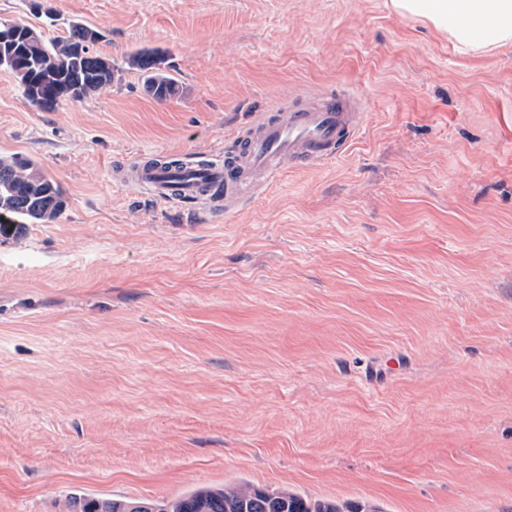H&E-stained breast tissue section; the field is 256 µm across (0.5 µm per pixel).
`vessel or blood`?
Returning <instances> with one entry per match:
<instances>
[{
	"instance_id": "obj_1",
	"label": "vessel or blood",
	"mask_w": 512,
	"mask_h": 512,
	"mask_svg": "<svg viewBox=\"0 0 512 512\" xmlns=\"http://www.w3.org/2000/svg\"><path fill=\"white\" fill-rule=\"evenodd\" d=\"M366 117L358 97L324 96L311 104L267 113L223 164L146 154L133 166L117 168L116 176L162 202L179 205L206 200L212 212L229 214L268 188L288 165L313 164L336 154Z\"/></svg>"
}]
</instances>
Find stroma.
<instances>
[{"mask_svg":"<svg viewBox=\"0 0 512 512\" xmlns=\"http://www.w3.org/2000/svg\"><path fill=\"white\" fill-rule=\"evenodd\" d=\"M50 3L54 27L0 17L94 29L114 78L46 112L0 69V156L67 197L0 238V512L236 484L512 512V47L459 53L385 0ZM339 93L367 111L344 151L232 214L113 179ZM130 64L138 69L145 78L149 88L156 85L154 97L159 100L174 96L178 91V85L174 78L155 72V65L149 57L137 53L130 57Z\"/></svg>","mask_w":512,"mask_h":512,"instance_id":"35a3bbf8","label":"stroma"}]
</instances>
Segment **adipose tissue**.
<instances>
[{
  "mask_svg": "<svg viewBox=\"0 0 512 512\" xmlns=\"http://www.w3.org/2000/svg\"><path fill=\"white\" fill-rule=\"evenodd\" d=\"M390 7L448 37L464 54L512 45V0H390Z\"/></svg>",
  "mask_w": 512,
  "mask_h": 512,
  "instance_id": "ef3b65f1",
  "label": "adipose tissue"
}]
</instances>
